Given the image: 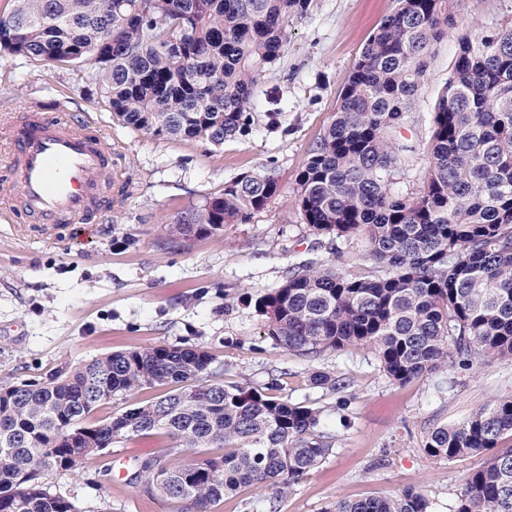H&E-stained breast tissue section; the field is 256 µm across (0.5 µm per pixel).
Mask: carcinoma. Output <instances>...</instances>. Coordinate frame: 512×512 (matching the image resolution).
Segmentation results:
<instances>
[{
  "label": "carcinoma",
  "instance_id": "obj_1",
  "mask_svg": "<svg viewBox=\"0 0 512 512\" xmlns=\"http://www.w3.org/2000/svg\"><path fill=\"white\" fill-rule=\"evenodd\" d=\"M0 12V50L51 65L89 64L123 125L157 138L220 147L252 132L255 89L283 55L288 19L311 0H13ZM458 0H397L364 44L335 118L309 150L298 205L318 234L361 236L370 265L346 273L310 259L248 297L274 345L315 358L367 346L391 380L409 383L473 355L512 363V22L463 37L430 117L427 171L400 195L391 177L416 147L403 135L435 48ZM278 192L245 172L169 226L174 239L244 223ZM216 359L152 345L107 354L35 380L0 384V512H75L50 493L55 470L119 437L162 433L168 454L137 458L133 480L177 504L210 506L245 486L301 480L333 450L321 412L216 380ZM159 388L156 398L95 423L112 397ZM512 434V398L425 448L448 460ZM326 512H431L422 494L339 499ZM454 512H512V448L472 474Z\"/></svg>",
  "mask_w": 512,
  "mask_h": 512
}]
</instances>
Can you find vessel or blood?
I'll return each instance as SVG.
<instances>
[{"mask_svg":"<svg viewBox=\"0 0 512 512\" xmlns=\"http://www.w3.org/2000/svg\"><path fill=\"white\" fill-rule=\"evenodd\" d=\"M60 109L36 105L0 125V162L14 184L13 194L0 200V214L93 226L109 204L103 182L120 174L116 152L90 122L60 117Z\"/></svg>","mask_w":512,"mask_h":512,"instance_id":"b4317fda","label":"vessel or blood"}]
</instances>
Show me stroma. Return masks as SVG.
<instances>
[{"mask_svg":"<svg viewBox=\"0 0 512 512\" xmlns=\"http://www.w3.org/2000/svg\"><path fill=\"white\" fill-rule=\"evenodd\" d=\"M397 0H312L288 21L280 61L256 89L255 123L244 138L214 147L155 138L123 126L102 93H89L90 66L64 68L0 51V121L34 101L61 102L87 116L117 144L127 195L105 184L112 208L101 224L45 227L0 223V382L46 375L107 353L151 345L204 349L221 381L254 387L320 410L334 439L331 455L298 483L273 491L252 486L211 512H325L337 499L425 495L432 512H454L470 475L488 453L452 460L430 456L429 433L512 398V363L473 358L406 384L389 379L369 348L309 359L275 346L246 295L266 293L289 266L334 257L333 237L313 234L297 203V179L310 145L332 121L339 93L361 50ZM457 26L435 49L411 125L412 166L393 188L417 191L427 163L430 114L458 54V37L512 21V0H461ZM270 174L279 191L245 224L189 241L168 224L222 192L241 173ZM348 383L316 387L314 371ZM165 435L114 440L111 448L47 479L76 512H173L132 481L135 458L167 448Z\"/></svg>","mask_w":512,"mask_h":512,"instance_id":"stroma-1","label":"stroma"}]
</instances>
